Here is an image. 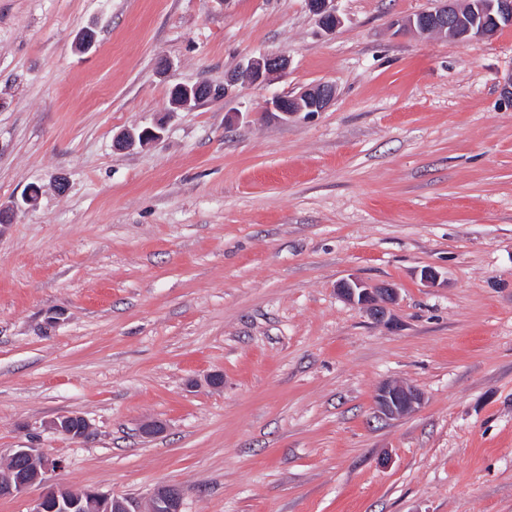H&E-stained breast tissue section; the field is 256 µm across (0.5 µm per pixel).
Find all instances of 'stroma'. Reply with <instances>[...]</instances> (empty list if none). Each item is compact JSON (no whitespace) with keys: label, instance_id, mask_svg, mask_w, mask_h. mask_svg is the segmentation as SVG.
I'll return each instance as SVG.
<instances>
[{"label":"stroma","instance_id":"35a3bbf8","mask_svg":"<svg viewBox=\"0 0 512 512\" xmlns=\"http://www.w3.org/2000/svg\"><path fill=\"white\" fill-rule=\"evenodd\" d=\"M435 6L336 0L329 33L308 0H0V472L33 446L143 510L512 512V26L400 29ZM262 53L287 70L170 106ZM387 382L421 404L384 417ZM335 96V89L321 84L304 90L292 97H278L267 103L266 111L278 112L280 119L286 121L302 112L315 113L325 111ZM346 300L356 303L375 320L383 321L388 305L397 299V289L391 285H370L358 277L343 281L337 288ZM183 492L174 485L156 488L149 499V512H181Z\"/></svg>","mask_w":512,"mask_h":512}]
</instances>
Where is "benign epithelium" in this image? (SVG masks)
<instances>
[{"instance_id": "benign-epithelium-1", "label": "benign epithelium", "mask_w": 512, "mask_h": 512, "mask_svg": "<svg viewBox=\"0 0 512 512\" xmlns=\"http://www.w3.org/2000/svg\"><path fill=\"white\" fill-rule=\"evenodd\" d=\"M335 0H308L309 10L316 16L320 27L334 31L341 24L333 7ZM439 6L430 11L410 16L401 22V29L422 35H450L458 32L459 39L488 38L493 32L478 23V16L489 15L496 21L512 25V0H479L471 6L475 17L466 19L462 16L465 8L458 6V0H438ZM288 66L286 56L261 55L248 59L240 70L227 74L224 78V91H229L245 75L255 84L267 81L271 76L285 70ZM335 89L328 84H321L307 89L292 97H278L267 103L266 111L280 114L286 121L302 112H323L331 104ZM346 300L361 306L375 320L383 321L388 305L397 299V289L386 284L370 285L358 277L343 281L337 288ZM421 393L413 387L382 385L376 396V403L381 414L399 417L412 411L421 403ZM74 416L66 415L52 421V428L66 436L84 437L87 432L76 431L72 427ZM13 459H26L35 463L32 471H19L8 468L0 474V497L18 496L31 486H46L41 497L36 501L32 512H140L133 502L108 493L95 490H70L48 483V475L58 471L61 461L51 459L36 448H15ZM183 492L174 485L156 488L149 499V512H181Z\"/></svg>"}]
</instances>
